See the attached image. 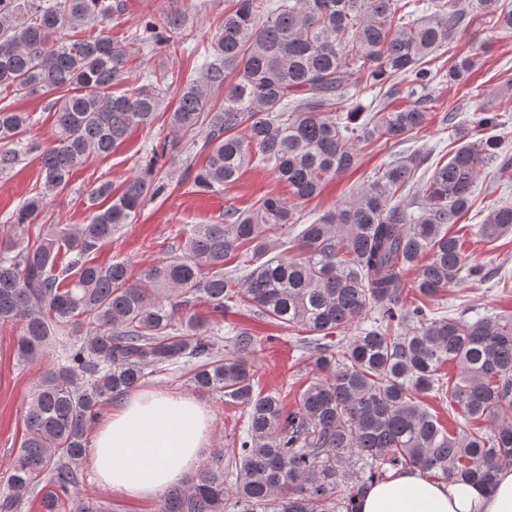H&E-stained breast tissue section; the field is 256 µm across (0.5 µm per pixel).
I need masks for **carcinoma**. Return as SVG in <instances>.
I'll return each mask as SVG.
<instances>
[{"label":"carcinoma","mask_w":512,"mask_h":512,"mask_svg":"<svg viewBox=\"0 0 512 512\" xmlns=\"http://www.w3.org/2000/svg\"><path fill=\"white\" fill-rule=\"evenodd\" d=\"M499 27L512 33V4L480 0ZM402 0H231L197 74L177 90L170 114L174 134L205 128V165L194 185L215 191L234 181L253 156L272 166L289 197L266 194L222 224H194L183 255L153 264L137 278L123 262L98 264L92 255L132 223L149 195L166 189L158 153L120 192L105 181L90 193L87 224H46L34 240L0 234V323L19 326L17 357L41 358L64 334L61 362L33 386L18 451L0 468V512L50 476L43 512H110L101 501L72 495L87 456V436L104 402L149 375L180 363L194 365L195 389L245 409L237 459L218 457L185 487L168 490L159 512H356V497L390 470L416 469L443 481L492 486L512 466V316L475 321L429 315L402 297L404 270H416L415 291L435 298L462 272L483 281L482 265L466 267L460 239L448 233L469 208L480 172L496 142L470 141V130L500 124L501 114L478 106L460 147L435 166L419 190V212L398 199L418 165L400 160L356 197L324 213L286 240L299 220V202L356 166L360 144L401 141L429 121L436 75L423 60L451 44L466 19L457 0H437L419 18L399 14ZM118 6L106 0H0V97L58 91L55 132L39 153L42 190L13 215L32 221L62 192L91 155L120 145L130 130L148 126L161 107L153 82L116 92L129 63L150 46L175 47L172 33L187 12L160 27L148 19L125 40L103 34L59 42L66 29L101 25ZM466 55L448 69L461 82L476 66ZM365 80L413 99L405 108L374 112L358 127L342 122L348 90ZM224 101L211 104L222 85ZM27 116L0 107V140L24 132ZM512 233V205L495 204L476 235L493 243ZM299 251L272 253L271 237ZM251 255L242 278L225 261ZM208 316L191 312L197 303ZM247 308L291 331L302 330L324 378L308 385L293 410L281 393H255L251 356L262 342L251 329L232 328V351L220 356L211 330L230 312ZM376 312L371 318L369 314ZM371 318L367 327L359 322ZM358 324L336 350L328 335ZM457 368L448 382L443 366ZM448 396L466 427L453 432L425 404Z\"/></svg>","instance_id":"cac0c4a2"}]
</instances>
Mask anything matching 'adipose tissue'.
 Returning <instances> with one entry per match:
<instances>
[{"label": "adipose tissue", "instance_id": "adipose-tissue-1", "mask_svg": "<svg viewBox=\"0 0 512 512\" xmlns=\"http://www.w3.org/2000/svg\"><path fill=\"white\" fill-rule=\"evenodd\" d=\"M212 415L196 397L135 391L100 419L88 446L99 487L130 501H154L183 485L211 445ZM358 512H512V467L492 489L437 482L421 472L390 473L357 499Z\"/></svg>", "mask_w": 512, "mask_h": 512}]
</instances>
